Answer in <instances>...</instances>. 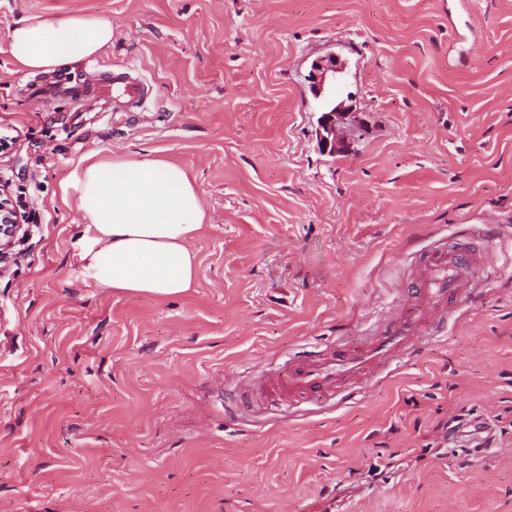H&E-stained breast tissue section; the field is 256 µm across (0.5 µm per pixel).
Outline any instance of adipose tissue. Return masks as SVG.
Instances as JSON below:
<instances>
[{"label":"adipose tissue","instance_id":"adipose-tissue-1","mask_svg":"<svg viewBox=\"0 0 512 512\" xmlns=\"http://www.w3.org/2000/svg\"><path fill=\"white\" fill-rule=\"evenodd\" d=\"M112 41V21L28 19L9 34L20 69L60 70ZM88 244L80 260L94 281L128 295L169 297L192 288L191 243L205 221L201 190L179 166L149 158L87 165L77 182Z\"/></svg>","mask_w":512,"mask_h":512}]
</instances>
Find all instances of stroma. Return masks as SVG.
<instances>
[{"instance_id": "stroma-1", "label": "stroma", "mask_w": 512, "mask_h": 512, "mask_svg": "<svg viewBox=\"0 0 512 512\" xmlns=\"http://www.w3.org/2000/svg\"><path fill=\"white\" fill-rule=\"evenodd\" d=\"M64 14L111 45L20 71L10 30ZM331 52L335 155L307 80ZM120 73L143 109L102 91ZM4 135L31 220L0 258V512H512V0H0ZM141 157L202 192L175 297L79 261L83 168ZM490 222L448 338L361 401L276 411L289 361L359 341L428 247ZM473 421L488 447L457 443ZM346 107L343 102L335 104L333 107L327 105L323 106V115L319 120L320 143L324 148H329L331 154L340 152V147H336V121L346 120L352 112H346Z\"/></svg>"}]
</instances>
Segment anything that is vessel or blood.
Masks as SVG:
<instances>
[{
  "mask_svg": "<svg viewBox=\"0 0 512 512\" xmlns=\"http://www.w3.org/2000/svg\"><path fill=\"white\" fill-rule=\"evenodd\" d=\"M457 236L456 246L441 243L427 250L417 264L408 302L388 317L384 330L290 366L277 380L284 403L356 400L370 376L414 358L425 341L447 336L455 309L473 306L477 299L469 266L481 254L470 243V228H459Z\"/></svg>",
  "mask_w": 512,
  "mask_h": 512,
  "instance_id": "1",
  "label": "vessel or blood"
}]
</instances>
